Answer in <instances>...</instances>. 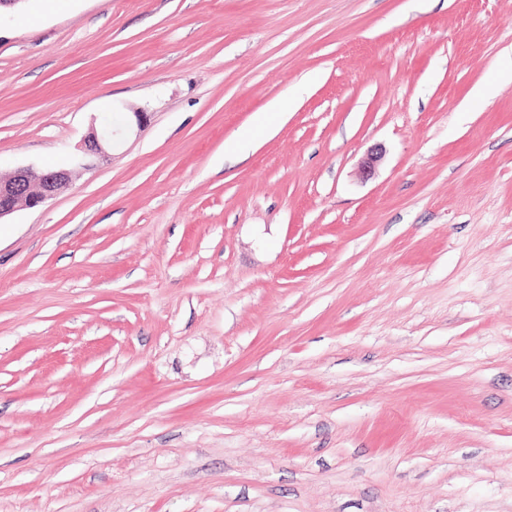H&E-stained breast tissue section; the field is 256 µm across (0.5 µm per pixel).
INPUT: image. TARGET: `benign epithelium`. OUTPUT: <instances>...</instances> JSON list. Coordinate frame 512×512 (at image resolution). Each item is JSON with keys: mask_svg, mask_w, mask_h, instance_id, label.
Returning a JSON list of instances; mask_svg holds the SVG:
<instances>
[{"mask_svg": "<svg viewBox=\"0 0 512 512\" xmlns=\"http://www.w3.org/2000/svg\"><path fill=\"white\" fill-rule=\"evenodd\" d=\"M113 134L110 127L103 128L101 134L91 132L73 158V164L85 170L95 168L110 149ZM70 184L67 169L47 171L35 178L29 170L20 168L8 178H0V220L22 207L35 208L42 205L67 190Z\"/></svg>", "mask_w": 512, "mask_h": 512, "instance_id": "obj_1", "label": "benign epithelium"}]
</instances>
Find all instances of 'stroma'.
<instances>
[{"label": "stroma", "instance_id": "1", "mask_svg": "<svg viewBox=\"0 0 512 512\" xmlns=\"http://www.w3.org/2000/svg\"><path fill=\"white\" fill-rule=\"evenodd\" d=\"M107 116L0 222V512H512V0L0 24V177ZM113 134L112 127H104L101 135L93 129L91 135L79 148V153L73 158V164L85 170L94 169L110 149Z\"/></svg>", "mask_w": 512, "mask_h": 512}]
</instances>
